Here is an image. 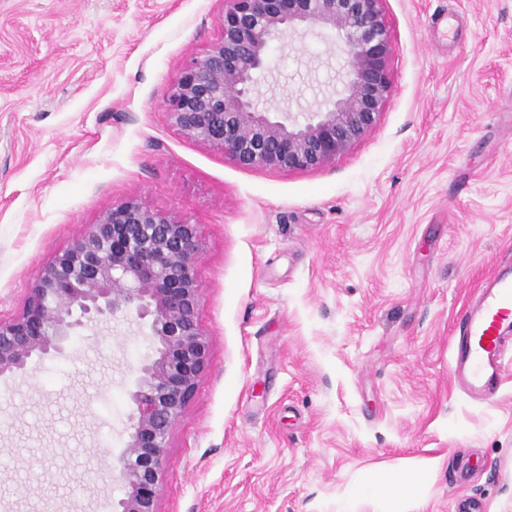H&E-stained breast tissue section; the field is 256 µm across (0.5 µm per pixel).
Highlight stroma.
I'll use <instances>...</instances> for the list:
<instances>
[{"label": "stroma", "mask_w": 512, "mask_h": 512, "mask_svg": "<svg viewBox=\"0 0 512 512\" xmlns=\"http://www.w3.org/2000/svg\"><path fill=\"white\" fill-rule=\"evenodd\" d=\"M391 97L303 172L241 168L163 101L223 0H0V318L112 206L199 226L209 367L175 424L160 512H385L371 477L425 473L413 512H512V369L454 385L451 338L512 264V0H384ZM332 35L275 44L260 91L303 112ZM149 329L112 321L0 379V512H111Z\"/></svg>", "instance_id": "35a3bbf8"}]
</instances>
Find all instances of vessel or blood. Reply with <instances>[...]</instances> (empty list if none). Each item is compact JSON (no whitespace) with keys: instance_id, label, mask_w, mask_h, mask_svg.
Segmentation results:
<instances>
[{"instance_id":"b4317fda","label":"vessel or blood","mask_w":512,"mask_h":512,"mask_svg":"<svg viewBox=\"0 0 512 512\" xmlns=\"http://www.w3.org/2000/svg\"><path fill=\"white\" fill-rule=\"evenodd\" d=\"M512 351V270H501L482 288L459 323L452 344L456 385L486 401L501 387Z\"/></svg>"}]
</instances>
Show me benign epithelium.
Returning <instances> with one entry per match:
<instances>
[{"instance_id":"7a95c632","label":"benign epithelium","mask_w":512,"mask_h":512,"mask_svg":"<svg viewBox=\"0 0 512 512\" xmlns=\"http://www.w3.org/2000/svg\"><path fill=\"white\" fill-rule=\"evenodd\" d=\"M384 0H224L220 37L191 58L164 100L167 122L235 165L301 172L333 164L376 125L392 90L393 44ZM329 30L344 46L340 89L313 112H273L258 75L275 42ZM198 225L127 200L105 212L41 268L20 312L0 318V377L119 312L148 325L151 354L130 392L127 441L110 474L116 512H159L172 429L209 366L198 319Z\"/></svg>"}]
</instances>
